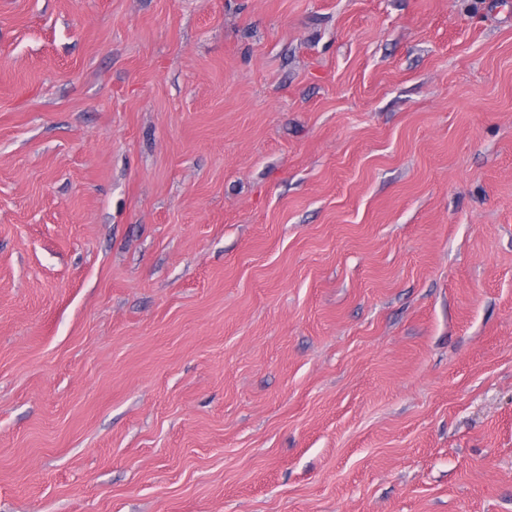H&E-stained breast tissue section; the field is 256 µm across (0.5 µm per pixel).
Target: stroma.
Listing matches in <instances>:
<instances>
[{"label":"stroma","instance_id":"1","mask_svg":"<svg viewBox=\"0 0 512 512\" xmlns=\"http://www.w3.org/2000/svg\"><path fill=\"white\" fill-rule=\"evenodd\" d=\"M0 512H512V0H0Z\"/></svg>","mask_w":512,"mask_h":512}]
</instances>
